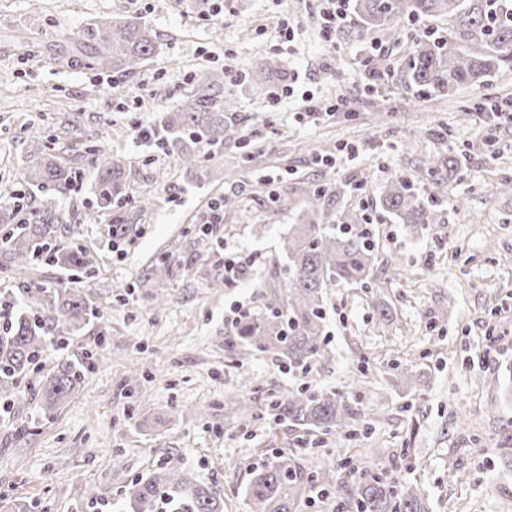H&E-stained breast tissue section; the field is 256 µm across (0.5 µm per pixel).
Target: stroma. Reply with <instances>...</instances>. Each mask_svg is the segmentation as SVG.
<instances>
[{
	"label": "stroma",
	"mask_w": 512,
	"mask_h": 512,
	"mask_svg": "<svg viewBox=\"0 0 512 512\" xmlns=\"http://www.w3.org/2000/svg\"><path fill=\"white\" fill-rule=\"evenodd\" d=\"M224 19L209 20L210 0H0V202L23 189L27 203L40 195L27 186L28 138L53 141L63 161L80 166L82 180L61 197L73 216L67 240L94 257L91 278L38 264L36 283L78 287L101 313L76 336L58 339L52 356L84 360L95 344L103 354L82 388L45 418L33 392L46 375L24 379L25 400L0 414V494L41 502L44 512H95L108 501L120 512L132 482L149 469L174 464L226 496L225 512H247L242 493L253 469L276 455H301L336 467L343 459L385 471L419 486L432 512H512V121L483 144L484 106L512 101V71L484 86L458 90L454 99L413 97L406 88L371 81L364 59L379 49L389 62L405 57L428 23L405 24L399 38L359 36L348 17L334 42L323 36L324 0H223ZM299 26L281 42L279 23ZM106 17L145 22L156 33L150 59L122 71L85 68L71 44L75 32ZM278 59L272 77L255 68L256 55ZM233 68L240 82H225L233 102L232 129L211 162L208 181L196 182L175 156L136 137V126L180 108L200 76ZM294 85L292 96L272 103L273 90ZM331 102L344 95L338 114L298 119L302 95ZM93 139L130 167L122 212L139 234L113 251L108 211L91 186L97 172L75 149ZM358 157L339 161L343 146ZM464 155L466 172L449 181L434 223L398 224L378 205L388 179L416 173L426 157ZM335 166H327L328 158ZM303 205L316 186L340 189L343 211L363 217L375 243L383 290L336 287L325 307L328 358L294 372L272 354H232L224 342L235 310L264 303L261 281L281 265L282 240L294 211L274 212L254 192L261 177ZM233 197L219 224L205 225L212 203ZM208 247L223 257L251 254L250 274L231 288H209L207 263L197 260L170 287L156 310L143 272L170 254L187 258L200 228ZM398 259L401 276L390 280ZM388 307L387 321L375 308ZM498 352L480 362L486 336ZM408 360L421 374L412 392L392 383V362ZM365 369L360 392L367 432L352 440L321 436L307 446L306 430L271 420L228 419L224 404L248 373L263 396L298 387L339 388ZM139 380L143 399L125 382ZM460 476L448 478L449 460Z\"/></svg>",
	"instance_id": "35a3bbf8"
}]
</instances>
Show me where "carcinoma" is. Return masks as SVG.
Masks as SVG:
<instances>
[{"mask_svg": "<svg viewBox=\"0 0 512 512\" xmlns=\"http://www.w3.org/2000/svg\"><path fill=\"white\" fill-rule=\"evenodd\" d=\"M361 33L396 38L404 22L417 18L447 19L448 28H432L414 40L411 52L392 67L372 56L370 77L395 82L422 98L453 96L463 85H481L503 70L512 71V0H354ZM157 37L146 25L122 18H103L74 38L84 65L91 69L119 71L150 57ZM225 76L203 74L200 85L175 112L161 113L144 128L196 180L209 175L212 154L224 147L228 132L226 112L233 104L224 99ZM32 164L26 182L39 187L43 199L36 206L24 204L25 194L0 211V276L13 287L3 291V301L18 298L22 308L0 327V400L23 399L20 384L32 370L37 354L49 350L58 336H73L94 317V309L78 288L39 286L31 277L36 259L51 266L84 273L94 267L90 251L63 241L68 216L58 198L81 180L80 169L51 153L35 136L29 143ZM88 152L99 157L93 193L100 207L122 205L129 178L127 165L109 158L95 146ZM461 159L436 156L425 162L421 177L432 190L424 198L408 176L384 185L378 203L401 224L434 223V206L458 171ZM327 190L314 188L306 197L307 217L292 225L284 242L287 264L270 289L264 308L247 313L236 323L235 339L224 343L239 354L274 353L288 369L306 371L317 359L327 357L323 336V309L328 291L336 285L373 288L375 245L365 225L354 216L331 208ZM186 269L179 260L163 257L147 269L145 278L155 285L154 307L168 300L169 285ZM366 374L352 375L341 389L291 391L270 400L252 389L245 375L240 380L234 410L260 419L266 415L305 430L344 432L358 436L355 427L365 414L356 400L367 385ZM395 384L412 389L416 373L402 365L393 368ZM84 381V365L67 359L56 362L42 378L36 397L44 413L52 414ZM332 468L312 470L294 455L280 454L251 472L246 489L248 512H303L312 490L336 495V512H430L423 491L414 484L364 469L351 476L352 484ZM129 512H156L161 505L170 512H224V496L197 482L187 471L161 465L132 483L127 491ZM37 505L25 498L0 497V512H34Z\"/></svg>", "mask_w": 512, "mask_h": 512, "instance_id": "carcinoma-1", "label": "carcinoma"}]
</instances>
